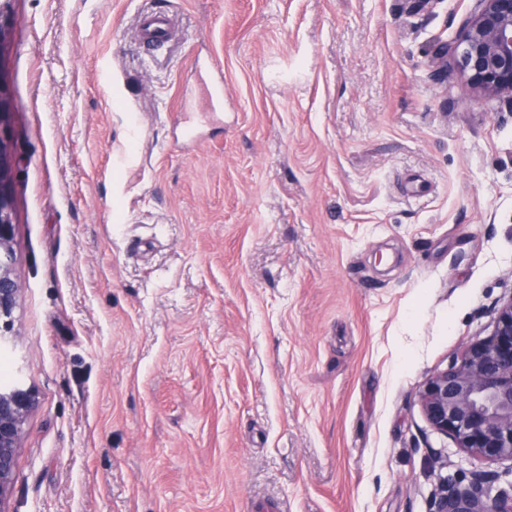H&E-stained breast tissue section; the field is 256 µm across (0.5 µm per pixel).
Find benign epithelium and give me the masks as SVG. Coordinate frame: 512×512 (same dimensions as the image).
Returning <instances> with one entry per match:
<instances>
[{"label":"benign epithelium","mask_w":512,"mask_h":512,"mask_svg":"<svg viewBox=\"0 0 512 512\" xmlns=\"http://www.w3.org/2000/svg\"><path fill=\"white\" fill-rule=\"evenodd\" d=\"M450 58L478 96L512 105V0H474L453 41L435 45L430 78L447 75ZM10 110L0 87V342L11 338L21 292L13 273ZM419 398L431 427L455 447L488 462L512 461V298L498 307L491 331L449 369L431 376ZM36 402L35 392L22 384L0 391V512H9L16 454ZM495 481L489 473L466 484L451 480L435 496L432 512H512V493L493 492Z\"/></svg>","instance_id":"benign-epithelium-1"}]
</instances>
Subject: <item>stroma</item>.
Here are the masks:
<instances>
[{
	"mask_svg": "<svg viewBox=\"0 0 512 512\" xmlns=\"http://www.w3.org/2000/svg\"><path fill=\"white\" fill-rule=\"evenodd\" d=\"M470 8L8 0V351L38 396L10 512H431L446 477L512 487L419 402L512 297V110L426 68Z\"/></svg>",
	"mask_w": 512,
	"mask_h": 512,
	"instance_id": "stroma-1",
	"label": "stroma"
}]
</instances>
